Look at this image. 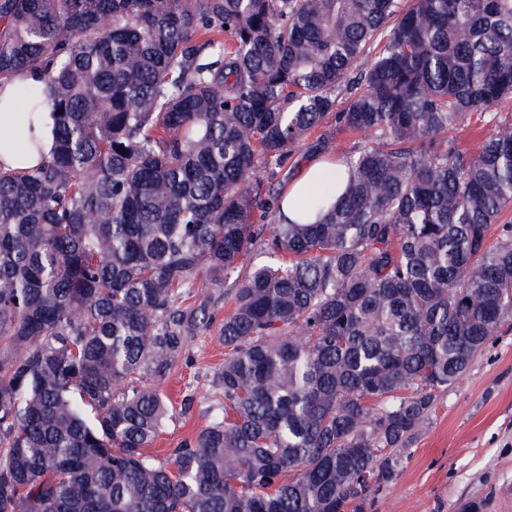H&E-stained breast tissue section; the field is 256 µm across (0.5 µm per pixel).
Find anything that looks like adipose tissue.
<instances>
[{"label":"adipose tissue","instance_id":"obj_1","mask_svg":"<svg viewBox=\"0 0 512 512\" xmlns=\"http://www.w3.org/2000/svg\"><path fill=\"white\" fill-rule=\"evenodd\" d=\"M26 90L45 94L46 81L42 71L19 72L0 84V169L21 171L35 167L41 158L50 156L55 143V120L49 104L39 111H24L18 96ZM338 172L334 162L311 159L300 175L283 193L280 208L283 216L293 219L297 213L291 207L294 197L317 194L325 202H333L339 195Z\"/></svg>","mask_w":512,"mask_h":512}]
</instances>
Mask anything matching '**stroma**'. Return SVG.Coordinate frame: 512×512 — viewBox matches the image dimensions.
<instances>
[{
	"instance_id": "obj_1",
	"label": "stroma",
	"mask_w": 512,
	"mask_h": 512,
	"mask_svg": "<svg viewBox=\"0 0 512 512\" xmlns=\"http://www.w3.org/2000/svg\"><path fill=\"white\" fill-rule=\"evenodd\" d=\"M231 304L214 293L211 323L189 343L159 388L173 403L192 398L175 413L155 451L177 447L204 425L216 393L212 374L224 362L219 329ZM512 512V328L478 354L437 403L416 442L403 453L398 477L372 491L363 512Z\"/></svg>"
}]
</instances>
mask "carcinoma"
<instances>
[{
    "label": "carcinoma",
    "mask_w": 512,
    "mask_h": 512,
    "mask_svg": "<svg viewBox=\"0 0 512 512\" xmlns=\"http://www.w3.org/2000/svg\"><path fill=\"white\" fill-rule=\"evenodd\" d=\"M23 69L58 135L0 170V512H362L512 319V0H0ZM332 115L344 189L284 224ZM231 278L224 400L160 458ZM485 121L479 118V115L472 116L471 120H467L461 125V128L454 132L458 136L459 143L463 148L475 149L480 140V134L487 133L491 126L482 128ZM480 128H482L480 130Z\"/></svg>",
    "instance_id": "carcinoma-1"
}]
</instances>
